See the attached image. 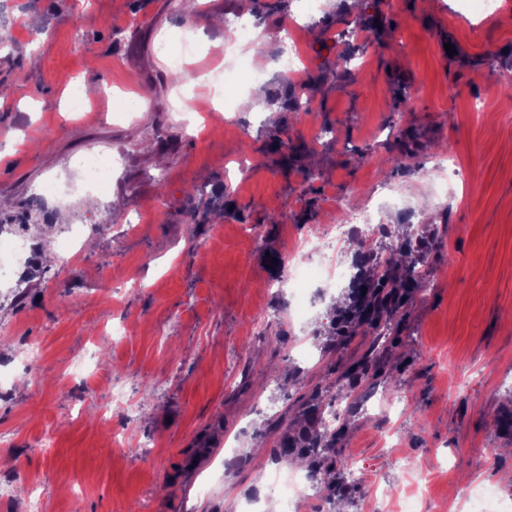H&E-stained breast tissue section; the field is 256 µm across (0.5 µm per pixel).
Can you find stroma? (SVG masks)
Returning <instances> with one entry per match:
<instances>
[{"instance_id": "obj_1", "label": "stroma", "mask_w": 512, "mask_h": 512, "mask_svg": "<svg viewBox=\"0 0 512 512\" xmlns=\"http://www.w3.org/2000/svg\"><path fill=\"white\" fill-rule=\"evenodd\" d=\"M177 0H0L15 46L0 51V220L22 225L31 249L28 287L0 300V478L15 492L0 512H240L243 495L264 492L278 469L279 416L302 425L315 386L361 361L355 337L316 367L295 349L288 324L289 246L312 225L339 223L338 200L363 205L405 192L425 198L415 233H428L432 286L400 313L399 343L358 397L408 394L397 437L377 410L346 419L336 446L343 497L324 481L305 512H356L368 489L412 493L417 512H452L466 491L460 474L494 487L489 512H512V437L497 426L512 413V0L480 18L465 0H321L319 22L299 34L310 59L281 74L279 40L250 59L261 80L246 93L258 111L244 134L209 113L199 133L183 130V100L205 85L171 82L163 41L192 34L198 72L224 65L218 15L239 0H199L193 17ZM455 55H448L445 44ZM31 54H24V47ZM350 56L351 71L335 72ZM87 103L68 110L73 84ZM140 104L134 121L102 122L109 87ZM313 115L291 112L294 96ZM330 126L334 139L316 140ZM405 154L397 170L388 156ZM448 154L464 169L443 199L432 198L430 159ZM87 156L114 160L106 194L74 196L63 218L78 224L108 209L111 232H89L73 270L51 276L41 248L52 209L30 210L32 187L77 172ZM245 159L232 185L226 163ZM259 228L254 249L241 229ZM339 288L314 287L306 347L332 332ZM127 336H111L113 324ZM42 352L38 366L27 348ZM152 394H144V386ZM123 388L135 416L113 405ZM274 398L275 413L258 412ZM52 433L54 444L40 439Z\"/></svg>"}]
</instances>
